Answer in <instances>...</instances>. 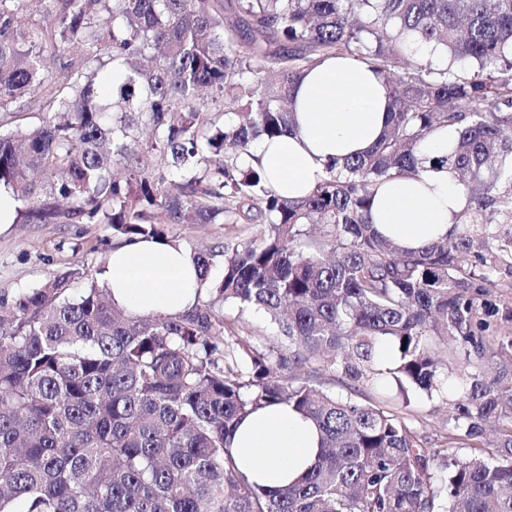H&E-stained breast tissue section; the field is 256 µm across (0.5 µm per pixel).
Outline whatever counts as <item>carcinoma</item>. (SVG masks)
I'll return each instance as SVG.
<instances>
[{"mask_svg": "<svg viewBox=\"0 0 512 512\" xmlns=\"http://www.w3.org/2000/svg\"><path fill=\"white\" fill-rule=\"evenodd\" d=\"M26 2L0 0V113L32 98L43 114L0 131L17 217L168 243L177 224L256 232L190 251L205 297L175 316L126 314L88 270L0 298V512H512V336L494 330L512 309L490 292L512 280V0H49L37 20ZM331 56L383 77L388 126L281 196L243 156L292 131L296 82ZM445 127L448 153L423 154ZM428 168L468 204L446 241L406 251L374 229L372 199ZM226 304L263 311L274 341L243 346ZM394 384L445 401L446 447L388 408ZM363 389L384 401L350 397ZM271 403L321 435L314 466L275 489L230 449Z\"/></svg>", "mask_w": 512, "mask_h": 512, "instance_id": "obj_1", "label": "carcinoma"}]
</instances>
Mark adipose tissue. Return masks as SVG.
<instances>
[{"label": "adipose tissue", "mask_w": 512, "mask_h": 512, "mask_svg": "<svg viewBox=\"0 0 512 512\" xmlns=\"http://www.w3.org/2000/svg\"><path fill=\"white\" fill-rule=\"evenodd\" d=\"M383 78L366 64L331 57L299 80L293 132L253 142L246 163L261 165L274 189L304 196L325 174L327 162L365 154L389 116ZM467 194L448 170L382 184L372 202L379 233L415 251L451 234L467 206ZM103 282L115 307L131 315H176L198 302V274L179 245L137 238L114 244ZM315 425L288 404L249 415L232 435V453L249 481L274 488L298 478L315 460Z\"/></svg>", "instance_id": "adipose-tissue-1"}]
</instances>
